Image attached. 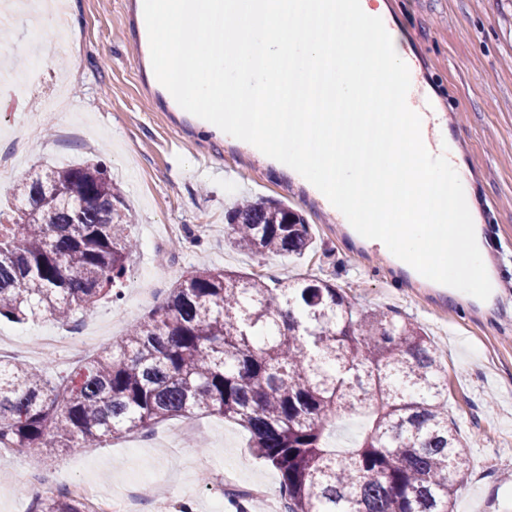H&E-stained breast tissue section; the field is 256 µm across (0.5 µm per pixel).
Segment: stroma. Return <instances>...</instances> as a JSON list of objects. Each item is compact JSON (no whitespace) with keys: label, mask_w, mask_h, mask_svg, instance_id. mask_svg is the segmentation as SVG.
Returning <instances> with one entry per match:
<instances>
[{"label":"stroma","mask_w":512,"mask_h":512,"mask_svg":"<svg viewBox=\"0 0 512 512\" xmlns=\"http://www.w3.org/2000/svg\"><path fill=\"white\" fill-rule=\"evenodd\" d=\"M126 0H67L76 36L34 42L25 13L0 16V55L22 49V64L0 73L11 93L0 100V213L11 189L36 166L101 162L137 215V258L122 298L97 303L69 322L41 315L0 320V333L37 343L47 330L89 327L103 349L123 336L192 268L256 274L266 281L320 278L345 288L360 308L394 310L418 323L437 347L448 382V417L467 446L469 474L453 512H512V0H385L421 80L445 116L465 165L496 274V304L465 301L450 288L410 277L390 253L354 240L348 226L304 186L279 176L247 149L199 129L190 113L168 108L143 72ZM42 63L37 85L15 84L22 65ZM59 95L60 110L38 100ZM274 199L311 226L305 256L260 261L229 247L224 214L242 198ZM152 289L147 301L144 289ZM191 439L160 423L136 437L73 453V466L27 460L28 469L116 492L149 473L169 492L211 512L230 474L242 485L278 484L277 470L255 455L249 433L219 416L200 415ZM28 484L0 460V512H27Z\"/></svg>","instance_id":"obj_1"}]
</instances>
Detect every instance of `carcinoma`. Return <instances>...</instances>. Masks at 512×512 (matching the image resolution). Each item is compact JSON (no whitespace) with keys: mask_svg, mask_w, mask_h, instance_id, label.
<instances>
[{"mask_svg":"<svg viewBox=\"0 0 512 512\" xmlns=\"http://www.w3.org/2000/svg\"><path fill=\"white\" fill-rule=\"evenodd\" d=\"M13 196L0 221V318L65 322L120 298L134 214L102 163L46 166ZM224 221L227 243L259 260L311 240L303 215L272 200L246 199ZM340 413L367 420L348 451L327 447ZM199 414L249 432L280 475L285 512H449L468 474L437 348L415 322L359 309L323 279L271 285L196 268L73 377L0 360V444L22 458ZM29 512L87 510L59 492Z\"/></svg>","mask_w":512,"mask_h":512,"instance_id":"obj_1","label":"carcinoma"}]
</instances>
